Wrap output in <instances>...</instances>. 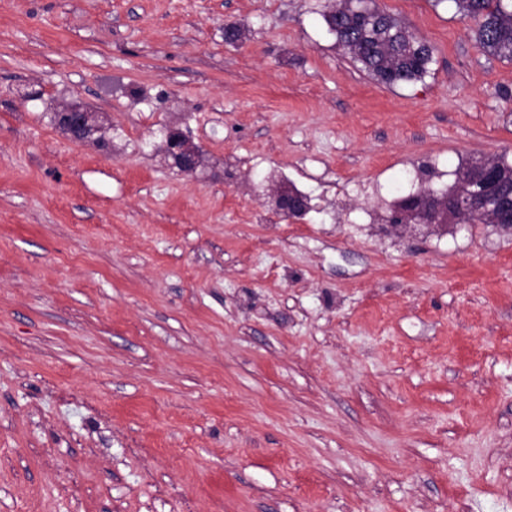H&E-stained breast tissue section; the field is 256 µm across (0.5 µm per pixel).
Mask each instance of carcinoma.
I'll return each instance as SVG.
<instances>
[{"label": "carcinoma", "instance_id": "carcinoma-1", "mask_svg": "<svg viewBox=\"0 0 512 512\" xmlns=\"http://www.w3.org/2000/svg\"><path fill=\"white\" fill-rule=\"evenodd\" d=\"M462 18L475 22L474 38L488 55L512 61V0H453ZM330 33L371 78L394 87L422 78L433 60V49L398 19L368 0H336L324 15ZM498 182L493 193L480 178L476 165L456 173V192L471 199L465 207L448 204L450 224H491L503 205H512V164H496Z\"/></svg>", "mask_w": 512, "mask_h": 512}]
</instances>
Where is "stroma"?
Returning a JSON list of instances; mask_svg holds the SVG:
<instances>
[{
    "mask_svg": "<svg viewBox=\"0 0 512 512\" xmlns=\"http://www.w3.org/2000/svg\"><path fill=\"white\" fill-rule=\"evenodd\" d=\"M376 2L420 80L328 0H0V512H512V234L381 228L512 163V62L453 0ZM324 21L337 45L378 84L394 87L422 78L433 49L398 19L368 0H336ZM65 117V129H59L72 141L80 142L84 135L90 136L101 129L97 116L76 104H64L57 110ZM165 154L184 173H193L201 164L199 148L180 128H169L167 131Z\"/></svg>",
    "mask_w": 512,
    "mask_h": 512,
    "instance_id": "obj_1",
    "label": "stroma"
}]
</instances>
